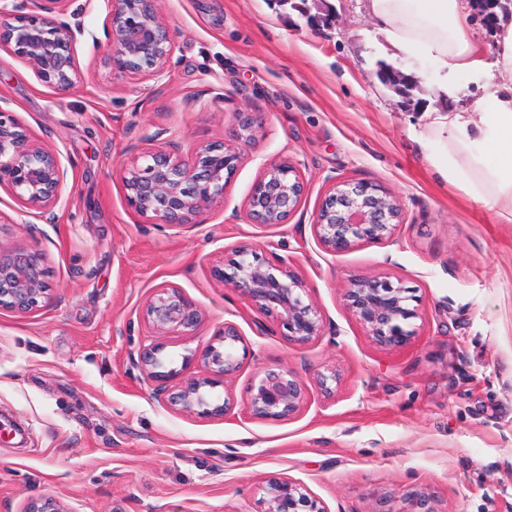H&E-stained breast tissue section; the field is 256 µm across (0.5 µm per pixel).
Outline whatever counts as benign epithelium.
Listing matches in <instances>:
<instances>
[{
    "mask_svg": "<svg viewBox=\"0 0 512 512\" xmlns=\"http://www.w3.org/2000/svg\"><path fill=\"white\" fill-rule=\"evenodd\" d=\"M156 0H104L107 11L108 63L120 73L157 79L174 49L173 31L160 19ZM82 34L71 26L36 14L10 15L0 6V47L23 59L37 78L59 90L72 88L77 80L73 45ZM377 77L398 93L415 88L420 77L380 61ZM238 139L248 142L257 132V120L249 113L238 119ZM241 155L225 143H209L182 158L163 148L145 156V164H132L123 176L129 205L154 224L184 226L224 199V187L240 163ZM67 172L59 156L32 139L10 113L0 107V186L47 223L55 220ZM305 190L303 178L288 160L273 163L254 184L245 211L252 224L277 226L288 223ZM402 208L390 192L370 182L333 183L312 224L318 243L332 254L347 252L361 243L390 239L401 222ZM214 276L246 298L257 310L284 329L288 342L302 346L323 335V318L304 300L303 277L284 260L271 264L241 245L228 262L215 267ZM42 254L29 248L0 243V311L31 312L48 296ZM410 290L401 283L353 276L344 288L346 307L379 347L404 348L413 336L409 320L418 316L409 306ZM145 323L157 339L139 353V363L157 390L167 393L176 413L224 419L233 410V397L216 396L241 367L236 346L242 342L238 327L230 322L212 339L183 358L181 368L162 370L165 343L158 337L172 332L189 333L203 317L197 304L180 287L162 283L146 301ZM208 367L200 375L190 370L193 360ZM307 399L299 375L288 368L268 369L251 383L248 409L260 420H285L296 414ZM264 512H326L320 501L300 484L270 481L265 487ZM22 512H65L52 496L28 499Z\"/></svg>",
    "mask_w": 512,
    "mask_h": 512,
    "instance_id": "benign-epithelium-1",
    "label": "benign epithelium"
}]
</instances>
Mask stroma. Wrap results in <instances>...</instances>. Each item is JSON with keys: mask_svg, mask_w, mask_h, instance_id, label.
Instances as JSON below:
<instances>
[{"mask_svg": "<svg viewBox=\"0 0 512 512\" xmlns=\"http://www.w3.org/2000/svg\"><path fill=\"white\" fill-rule=\"evenodd\" d=\"M159 0L175 31L161 78L106 62L102 0H63L77 24L78 79L58 91L0 48V107L67 171L48 224L0 188V242L42 253L50 298L0 311V512L35 495L65 512H263L264 488L303 485L326 512H407L418 492L438 512H512V223L445 183L420 145L422 113L451 108L420 57L394 65L420 78L401 96L376 77L384 39L364 0ZM256 113L254 140L224 199L190 228L150 224L126 201V165L152 146L179 155L235 144L236 115ZM290 160L305 192L288 223H249L247 198L265 168ZM394 193V235L334 255L312 231L331 179ZM250 246L289 260L307 282L324 332L298 347L282 327L216 280ZM357 275L402 283L419 310L400 350L372 342L342 287ZM179 286L204 320L165 337L173 368L227 322L243 364L226 388L230 416L173 412L137 363L150 343L143 307ZM286 366L307 389L283 421L247 410L252 379ZM335 371L331 393L318 385Z\"/></svg>", "mask_w": 512, "mask_h": 512, "instance_id": "obj_1", "label": "stroma"}]
</instances>
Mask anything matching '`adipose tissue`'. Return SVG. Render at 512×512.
<instances>
[{
  "label": "adipose tissue",
  "instance_id": "1",
  "mask_svg": "<svg viewBox=\"0 0 512 512\" xmlns=\"http://www.w3.org/2000/svg\"><path fill=\"white\" fill-rule=\"evenodd\" d=\"M393 56L415 55L432 66L439 90L452 97L462 74L487 93L473 106L425 115L424 148L447 152L440 175L470 201L512 223V0L496 13V51L487 60L470 33L471 0H368Z\"/></svg>",
  "mask_w": 512,
  "mask_h": 512
}]
</instances>
